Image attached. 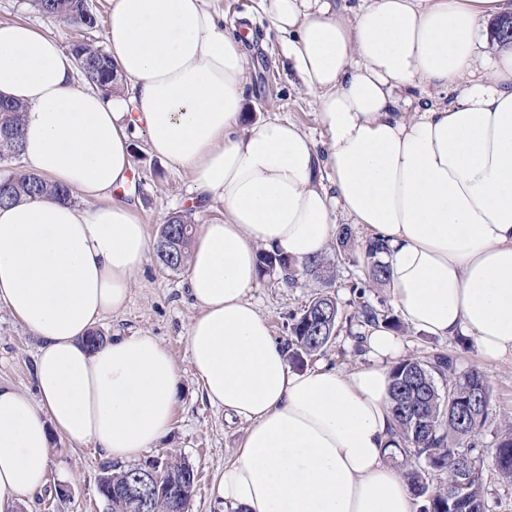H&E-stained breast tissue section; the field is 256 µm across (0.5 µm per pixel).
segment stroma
Wrapping results in <instances>:
<instances>
[{
  "mask_svg": "<svg viewBox=\"0 0 512 512\" xmlns=\"http://www.w3.org/2000/svg\"><path fill=\"white\" fill-rule=\"evenodd\" d=\"M97 18L92 29H79L37 12L28 0H0V22L27 21L56 37L64 46L80 39L106 44L105 21L110 0H88ZM226 29L243 31L251 27L255 42L251 49L250 81L246 87L247 110L253 117L279 116L297 123L304 131L320 136L312 98L288 80L282 66L283 46L279 33L263 16L259 0H221ZM132 200L148 226L150 237H157L161 224L174 213L189 211L190 174L172 169L166 162L149 155L144 138L134 142ZM186 271L170 272L148 256L141 274L130 287V301L119 313L99 325L104 335L148 334L154 336L175 357L180 371L179 393L169 432L144 457L168 452L181 454L193 466L197 482L187 512H218L212 486L216 474L234 461L247 429L245 422L212 407L204 399L189 362L187 331L197 313L187 296ZM317 289L315 284L298 281L285 285L277 274L260 277L251 295L267 319L278 342L288 336L290 314L308 305ZM359 323L341 329L324 353L321 363L350 370L365 364L364 354L355 349V335L365 334ZM405 355L425 357L436 353L451 356L459 370H481L490 383L495 419H512V357L498 361L480 354L467 336L441 338L402 326L397 332ZM38 342L26 328L0 305V383L9 384L27 395H36L35 355ZM106 458L94 444L76 445L53 436L47 484L40 494L25 500L18 512H105L98 495V475ZM67 486L68 496H58V486Z\"/></svg>",
  "mask_w": 512,
  "mask_h": 512,
  "instance_id": "stroma-1",
  "label": "stroma"
}]
</instances>
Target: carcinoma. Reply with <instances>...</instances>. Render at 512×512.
<instances>
[{
    "label": "carcinoma",
    "mask_w": 512,
    "mask_h": 512,
    "mask_svg": "<svg viewBox=\"0 0 512 512\" xmlns=\"http://www.w3.org/2000/svg\"><path fill=\"white\" fill-rule=\"evenodd\" d=\"M40 12L59 20L92 29L97 20L89 10L87 0H30ZM74 60L80 62L82 75L105 96L117 89L118 76L107 51L89 42L73 44ZM26 107L16 101L0 99V163L7 169L0 173V207L22 200H37L45 195L70 198L69 191L51 185L31 170L14 164L22 157V124ZM193 226L185 214H177L160 225L155 251L162 265L173 271L181 270L187 261L192 243ZM351 229L340 226L332 255L320 256L301 263L282 253L260 255L259 272L265 276L278 269L284 281L297 283L305 276L314 283L335 277L339 266L349 260ZM379 242L372 237L360 245V255L366 265L368 279L351 285L354 300L350 318L365 326L388 329L400 327L398 319L364 300L365 288L387 283L390 268L379 257ZM330 311L332 327L339 326L345 311L335 298L318 294L302 311L292 317L286 340L288 361L296 368L305 359L324 352L333 340L331 335L316 332L322 311ZM391 403L395 422L394 434L401 452L409 451L423 459L425 466L406 473L415 493L424 498L421 512H488V489L483 467L477 466L469 483L459 486L455 474L462 464L461 452L469 450L474 457L480 447L479 436L490 425L491 387L486 377L472 369L460 371L449 356L437 354L428 359L404 357L391 368ZM490 453L501 483L512 486V422L496 427ZM169 465L159 473L160 482L172 486L194 488V469L178 456H168ZM140 464L107 462L102 472L108 476L113 494L107 512H131L129 503L120 493L127 480L134 477ZM437 476L443 485L430 488L429 478Z\"/></svg>",
    "instance_id": "cac0c4a2"
}]
</instances>
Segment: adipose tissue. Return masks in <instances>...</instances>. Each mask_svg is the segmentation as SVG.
Returning a JSON list of instances; mask_svg holds the SVG:
<instances>
[{
    "instance_id": "1",
    "label": "adipose tissue",
    "mask_w": 512,
    "mask_h": 512,
    "mask_svg": "<svg viewBox=\"0 0 512 512\" xmlns=\"http://www.w3.org/2000/svg\"><path fill=\"white\" fill-rule=\"evenodd\" d=\"M288 72L314 98L326 150L296 123L246 110L250 50L210 0H111L103 96L71 53L0 22V97L26 105L23 156L70 199L0 208V304L39 342L36 397L0 384V512L44 488L53 435L130 462L169 429L178 367L148 335L87 333L123 309L148 228L114 198L132 140L188 170L193 206L219 205L188 259L189 360L215 407L245 420L213 496L225 512H416L391 464V368L401 342L367 338L369 364L297 371L249 293L259 253L322 255L338 220L388 247L402 319L512 355V48L488 54L512 0H260ZM454 89L431 105L409 91Z\"/></svg>"
}]
</instances>
